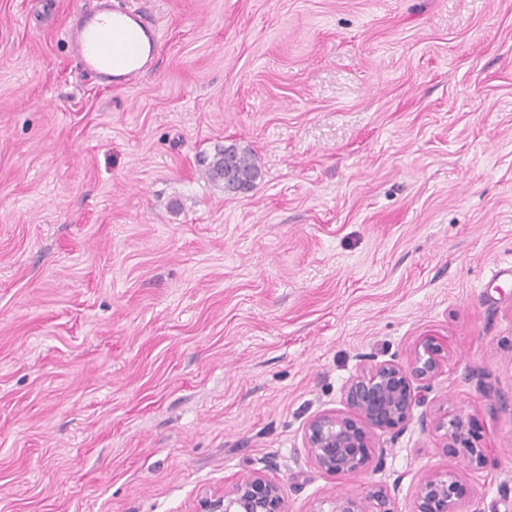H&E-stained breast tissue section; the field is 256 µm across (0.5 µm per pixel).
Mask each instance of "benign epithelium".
<instances>
[{
  "instance_id": "7a95c632",
  "label": "benign epithelium",
  "mask_w": 512,
  "mask_h": 512,
  "mask_svg": "<svg viewBox=\"0 0 512 512\" xmlns=\"http://www.w3.org/2000/svg\"><path fill=\"white\" fill-rule=\"evenodd\" d=\"M448 340L425 334L418 337L406 362L368 360L343 389V410H324L310 417L303 428V448L308 462L330 475L365 473L384 455L377 434L399 431L411 424L422 403L423 383L442 368ZM475 415L464 409L448 412L435 421L441 450L481 466L488 448L475 443ZM462 483L454 469H427L421 475L412 512H459ZM317 512H397L392 491L374 485L361 493H331ZM198 512H285L284 489L264 471L240 475L224 491L199 503Z\"/></svg>"
}]
</instances>
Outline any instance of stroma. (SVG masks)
Wrapping results in <instances>:
<instances>
[{"label":"stroma","mask_w":512,"mask_h":512,"mask_svg":"<svg viewBox=\"0 0 512 512\" xmlns=\"http://www.w3.org/2000/svg\"><path fill=\"white\" fill-rule=\"evenodd\" d=\"M138 84L84 74L96 0H0V512H196L263 470L287 512L456 468L512 512V0H112ZM235 146L225 191L197 160ZM448 339L363 475L303 426L366 359ZM464 407L489 449L444 455ZM99 2L97 14H109L108 21L97 19L94 14L68 30L77 63L84 70L112 78L118 84H133L159 47L154 28L140 13L115 10L112 0ZM146 54L150 59L141 65ZM114 64L121 65L119 77L105 71ZM207 163L206 175L213 181H222L224 189L231 191V173L245 177L252 186L257 179L258 168L246 151L239 152L235 147L219 150ZM475 415L464 409L447 412L443 418L435 421L433 430L442 442L441 450L461 457L469 465L482 466L488 452L485 446L477 445L473 440L472 427ZM443 431V433H441Z\"/></svg>","instance_id":"obj_1"}]
</instances>
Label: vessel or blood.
Segmentation results:
<instances>
[{"instance_id":"obj_1","label":"vessel or blood","mask_w":512,"mask_h":512,"mask_svg":"<svg viewBox=\"0 0 512 512\" xmlns=\"http://www.w3.org/2000/svg\"><path fill=\"white\" fill-rule=\"evenodd\" d=\"M100 4L101 17H88L68 31L77 63L97 74L120 65L118 84H133L144 70L142 58L155 55L158 49L154 29L140 13L114 11L112 0H100Z\"/></svg>"}]
</instances>
